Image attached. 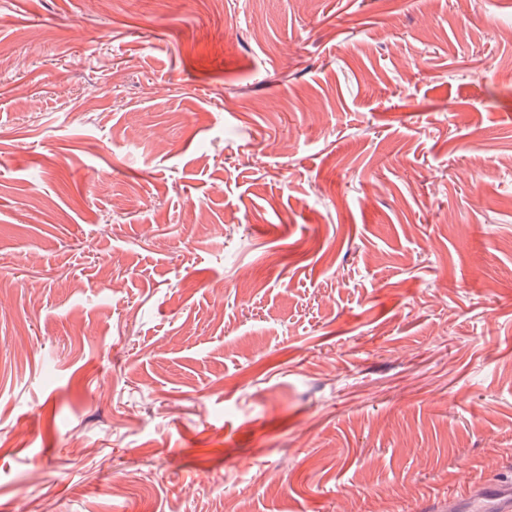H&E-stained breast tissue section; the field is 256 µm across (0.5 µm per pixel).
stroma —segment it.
<instances>
[{"label": "stroma", "instance_id": "obj_1", "mask_svg": "<svg viewBox=\"0 0 512 512\" xmlns=\"http://www.w3.org/2000/svg\"><path fill=\"white\" fill-rule=\"evenodd\" d=\"M503 474L512 0H0V512Z\"/></svg>", "mask_w": 512, "mask_h": 512}]
</instances>
